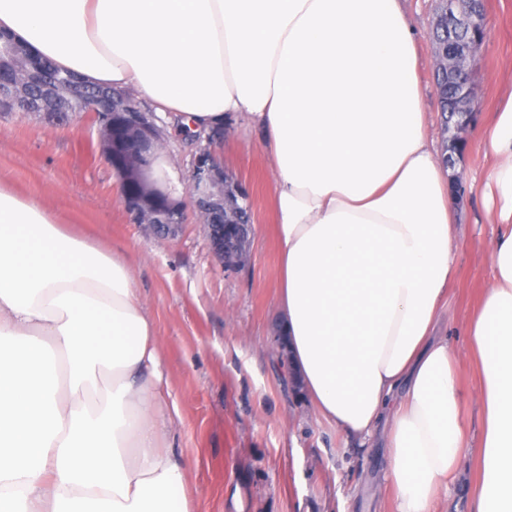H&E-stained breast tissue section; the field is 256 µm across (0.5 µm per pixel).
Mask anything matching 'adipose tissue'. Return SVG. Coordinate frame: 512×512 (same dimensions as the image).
Masks as SVG:
<instances>
[{
    "label": "adipose tissue",
    "mask_w": 512,
    "mask_h": 512,
    "mask_svg": "<svg viewBox=\"0 0 512 512\" xmlns=\"http://www.w3.org/2000/svg\"><path fill=\"white\" fill-rule=\"evenodd\" d=\"M0 35L196 133L244 114L277 174L279 333L318 416L386 448L396 512H433L467 457L473 512H512V95L483 130L492 281L460 353L440 332L456 191L400 0H0ZM169 395L124 254L0 183V512H194ZM475 386L474 372L465 366L461 374V387L464 392L461 410L466 425L471 433L477 436L480 431V414L474 401Z\"/></svg>",
    "instance_id": "adipose-tissue-1"
}]
</instances>
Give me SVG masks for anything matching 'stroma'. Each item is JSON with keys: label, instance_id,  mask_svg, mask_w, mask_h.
<instances>
[{"label": "stroma", "instance_id": "1", "mask_svg": "<svg viewBox=\"0 0 512 512\" xmlns=\"http://www.w3.org/2000/svg\"><path fill=\"white\" fill-rule=\"evenodd\" d=\"M438 0H402L421 59L427 130L438 150L440 127L431 58ZM487 49L468 64L472 121L452 175L461 186L457 218L463 235L448 297V343L464 350L459 323L492 279L487 253L494 227L482 188L492 160L482 129L512 93V0H486ZM157 159L178 172L161 177L172 197H188L195 145L168 118ZM226 173L250 193L253 233L239 266L225 268L201 225L176 235L132 223L122 185L97 129L82 112L66 122L40 112H0V183L39 197L82 233L122 251L134 286L155 318L161 370L179 410L169 453L198 489L196 512H394L383 480L386 451L360 447L319 419L288 354L277 342L275 173L259 135L241 115H228L214 139Z\"/></svg>", "mask_w": 512, "mask_h": 512}]
</instances>
